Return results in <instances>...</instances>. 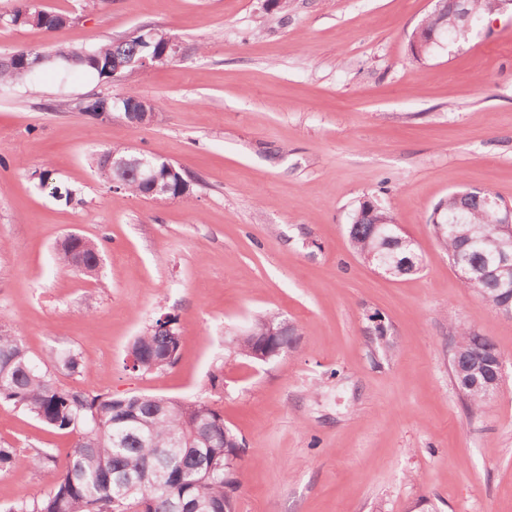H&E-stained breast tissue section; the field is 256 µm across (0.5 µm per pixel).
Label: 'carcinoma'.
<instances>
[{"mask_svg": "<svg viewBox=\"0 0 512 512\" xmlns=\"http://www.w3.org/2000/svg\"><path fill=\"white\" fill-rule=\"evenodd\" d=\"M493 0H465L472 21L489 14ZM15 27L36 26L55 30L70 22V16L49 11L34 0H23L8 16ZM148 36L132 33L120 39L100 42L91 47L58 46L59 65L36 63L39 50L23 49L27 60L11 53L0 57V91L23 83L36 88L35 77L43 70H54L67 77L71 72L93 74L102 82L131 81L141 73L136 66H125L112 73V63L147 57L155 64L169 62L163 57L169 33L151 27ZM450 37L465 42L470 37L460 9L444 3L424 21L420 39L442 40ZM127 154L126 147L114 145L89 156L97 177L115 191L143 196L142 180L133 167L114 168L108 157ZM39 186L51 194L70 200L71 192L60 191L51 173L38 174ZM496 199L487 189L466 188L448 194L435 210L439 223L435 234L448 252L452 264L466 262L473 269L462 285L479 295L496 310L512 309V278L494 274L495 256L485 244L501 235L499 221L504 209L486 205L485 198ZM370 205L357 203L350 212L348 236L355 252L369 265L384 262L394 268V277L417 274L423 259L416 244L400 241L402 233L393 227L392 214L382 207L378 196H368ZM102 246L83 235L72 236L58 244L60 266L67 272H80L94 278L101 264ZM283 318L268 313L253 320L247 330L232 340L235 353L249 357L254 337ZM175 319L155 320L133 340L129 354L139 362V370L150 372L169 367L178 356ZM500 351L488 338L461 328L451 346V357H459L461 368L451 366L455 385L466 408L483 407L491 392L484 383L470 381L466 363L476 355ZM81 367L78 356L68 350L45 361L32 357L19 337L0 329V401L23 408L47 427L60 431H78L77 441L65 452V461L57 466L59 454L39 450L29 457L34 468H50L54 478L41 498L21 501L3 512H173L176 502L189 505L188 512H233L241 487L237 460L241 449L236 433L215 434L216 423L224 421L208 402L184 401L170 397L139 394L114 397L89 391L63 388L54 371L70 373Z\"/></svg>", "mask_w": 512, "mask_h": 512, "instance_id": "cac0c4a2", "label": "carcinoma"}]
</instances>
